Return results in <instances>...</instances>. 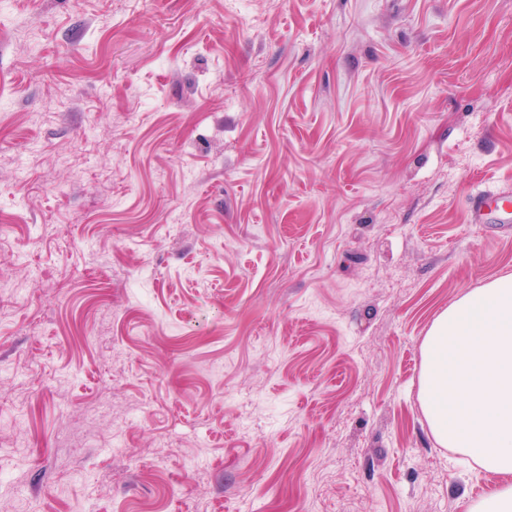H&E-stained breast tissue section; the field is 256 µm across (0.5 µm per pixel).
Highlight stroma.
<instances>
[{
  "instance_id": "stroma-1",
  "label": "stroma",
  "mask_w": 512,
  "mask_h": 512,
  "mask_svg": "<svg viewBox=\"0 0 512 512\" xmlns=\"http://www.w3.org/2000/svg\"><path fill=\"white\" fill-rule=\"evenodd\" d=\"M490 185L512 0H0V512H469L421 344Z\"/></svg>"
}]
</instances>
